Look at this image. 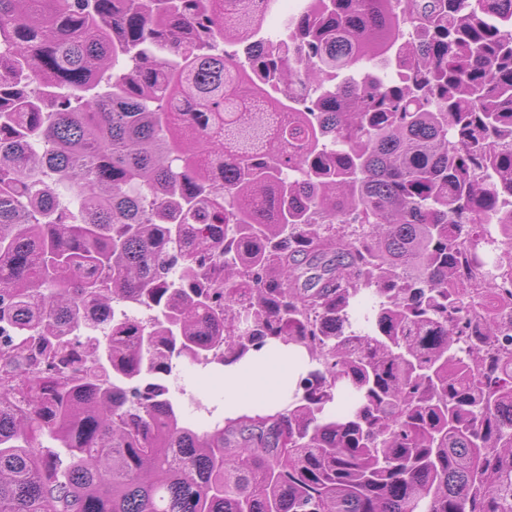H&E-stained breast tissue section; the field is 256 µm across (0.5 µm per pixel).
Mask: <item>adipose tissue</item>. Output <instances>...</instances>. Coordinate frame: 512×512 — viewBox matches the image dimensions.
I'll use <instances>...</instances> for the list:
<instances>
[{"mask_svg": "<svg viewBox=\"0 0 512 512\" xmlns=\"http://www.w3.org/2000/svg\"><path fill=\"white\" fill-rule=\"evenodd\" d=\"M309 366L293 345L268 344L247 358L226 365L218 381L224 389V416L267 414L288 399Z\"/></svg>", "mask_w": 512, "mask_h": 512, "instance_id": "1", "label": "adipose tissue"}]
</instances>
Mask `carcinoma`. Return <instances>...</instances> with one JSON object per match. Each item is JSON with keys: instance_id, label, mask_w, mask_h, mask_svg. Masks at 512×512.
I'll use <instances>...</instances> for the list:
<instances>
[{"instance_id": "1", "label": "carcinoma", "mask_w": 512, "mask_h": 512, "mask_svg": "<svg viewBox=\"0 0 512 512\" xmlns=\"http://www.w3.org/2000/svg\"><path fill=\"white\" fill-rule=\"evenodd\" d=\"M276 3L0 0V512H512V0ZM310 369L305 353L294 345L268 344L247 358L224 366L216 380L224 387V398L210 377L215 372L196 365H178L170 377L174 396L188 420L205 426L222 416L235 419L242 414H269L288 400L297 379ZM184 389V394L181 390ZM216 407L213 418L207 413Z\"/></svg>"}]
</instances>
